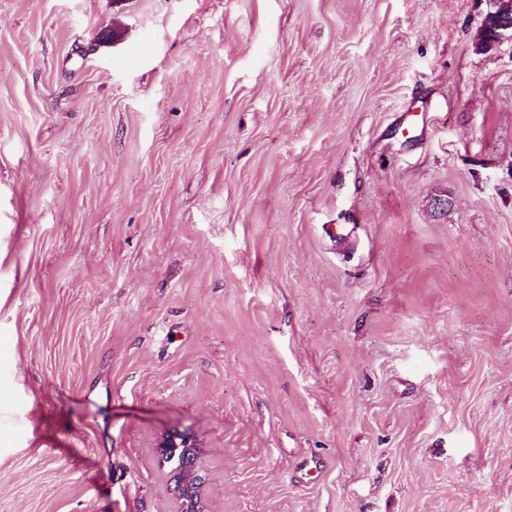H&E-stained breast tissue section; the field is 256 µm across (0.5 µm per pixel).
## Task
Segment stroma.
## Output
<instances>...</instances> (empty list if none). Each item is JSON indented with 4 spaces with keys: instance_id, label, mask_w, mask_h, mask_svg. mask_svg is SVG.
<instances>
[{
    "instance_id": "stroma-1",
    "label": "stroma",
    "mask_w": 512,
    "mask_h": 512,
    "mask_svg": "<svg viewBox=\"0 0 512 512\" xmlns=\"http://www.w3.org/2000/svg\"><path fill=\"white\" fill-rule=\"evenodd\" d=\"M488 9L0 0V512H512ZM17 411L9 403L2 401L0 402V447L1 450L8 447V441H3L2 446V430L12 432L24 427L25 420L21 416L17 418ZM156 448H159V452L166 451L169 449H175L180 451L189 458L192 464L187 467V472L183 475V478L178 487L177 495L181 499L180 512H207L208 504L206 497L203 493L202 487L198 488L197 475L193 462L202 455L203 445L193 435L178 429H171L166 431L158 440Z\"/></svg>"
}]
</instances>
